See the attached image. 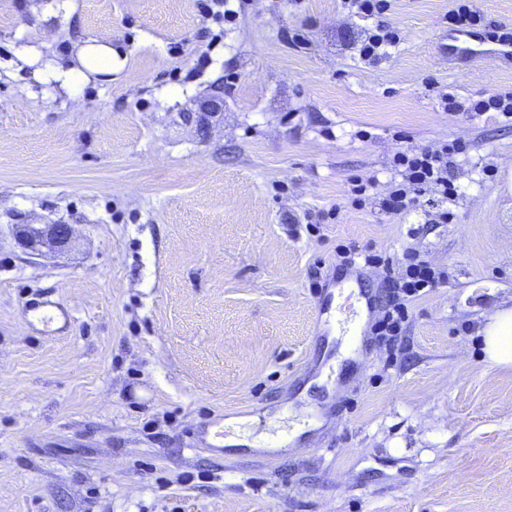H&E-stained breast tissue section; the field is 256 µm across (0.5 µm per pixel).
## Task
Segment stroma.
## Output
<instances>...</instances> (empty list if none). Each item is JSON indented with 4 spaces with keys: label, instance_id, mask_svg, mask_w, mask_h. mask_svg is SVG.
<instances>
[{
    "label": "stroma",
    "instance_id": "1",
    "mask_svg": "<svg viewBox=\"0 0 512 512\" xmlns=\"http://www.w3.org/2000/svg\"><path fill=\"white\" fill-rule=\"evenodd\" d=\"M457 5L392 0L400 44L368 63L346 0H231L226 26L198 0H0V512H512V368L480 334L512 305V122L438 98L512 90V62L449 66ZM93 38L110 78L21 58ZM454 138L449 222L383 212L394 154ZM53 223L70 247L18 245ZM350 244L448 274L397 359L319 336ZM41 296L61 336L31 326ZM214 415L248 451L190 449ZM49 45L41 43L40 48L32 45L23 53L28 64L41 62L42 67L35 72L45 80L59 82L60 86L71 88L91 80L90 76L105 77L120 66L110 41L105 39L86 40L75 46V51L67 66L60 65L43 48Z\"/></svg>",
    "mask_w": 512,
    "mask_h": 512
}]
</instances>
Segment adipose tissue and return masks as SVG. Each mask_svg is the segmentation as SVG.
I'll use <instances>...</instances> for the list:
<instances>
[{"label":"adipose tissue","mask_w":512,"mask_h":512,"mask_svg":"<svg viewBox=\"0 0 512 512\" xmlns=\"http://www.w3.org/2000/svg\"><path fill=\"white\" fill-rule=\"evenodd\" d=\"M28 64L39 65V74L45 80L71 88L89 81L90 77H105L119 66L110 41L91 39L77 44L68 65H61L54 57L37 46L28 47L23 54ZM484 352L495 367L512 366V307L493 311L482 328Z\"/></svg>","instance_id":"obj_1"}]
</instances>
